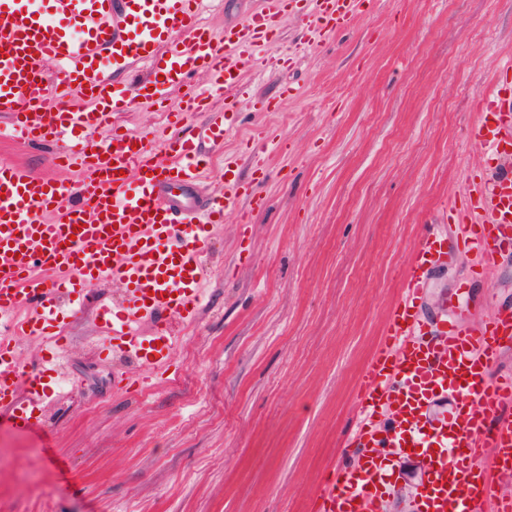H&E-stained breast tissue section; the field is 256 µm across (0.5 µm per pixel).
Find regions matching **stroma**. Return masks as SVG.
Returning a JSON list of instances; mask_svg holds the SVG:
<instances>
[{
	"label": "stroma",
	"mask_w": 512,
	"mask_h": 512,
	"mask_svg": "<svg viewBox=\"0 0 512 512\" xmlns=\"http://www.w3.org/2000/svg\"><path fill=\"white\" fill-rule=\"evenodd\" d=\"M267 7L213 0L202 19L220 37ZM301 8L275 32L291 65L246 64L214 101L235 102L237 132L204 185L233 177L243 200L212 228L194 322L141 320L144 334L162 323L176 336L167 372L108 357L96 311L122 291L91 286L62 322L74 387L48 384L37 429L0 411V512H305L327 463L353 462L339 443L410 247L426 230L454 236L444 205L500 164L466 132L512 62V0H378L335 31ZM208 82L199 72L163 104H118L112 122L189 139L199 116L173 127L168 115ZM53 150L0 139V159L26 174L87 177L53 167ZM508 306L511 243L490 266L468 254L432 268L418 314L433 330L475 327ZM423 473L394 458L385 512H413Z\"/></svg>",
	"instance_id": "35a3bbf8"
}]
</instances>
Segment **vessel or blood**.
<instances>
[{"instance_id": "1", "label": "vessel or blood", "mask_w": 512, "mask_h": 512, "mask_svg": "<svg viewBox=\"0 0 512 512\" xmlns=\"http://www.w3.org/2000/svg\"><path fill=\"white\" fill-rule=\"evenodd\" d=\"M0 0V113L11 132L27 141L53 139L56 164L87 167L79 184L29 177L0 161V409L14 424H41L46 381L24 376L16 356L21 338L53 335L57 302L78 303L95 281L121 284L111 316L112 348L149 370L165 365L175 343L166 328L142 335V313L193 318L203 300L204 259L213 249L211 225L236 199L235 182L211 196L196 189L213 147L234 131L229 116L210 111L212 93L234 86L240 67L263 60L276 46L275 31L288 0H271L268 15L216 38L199 15L204 0ZM376 0H309L311 15L333 30L373 8ZM133 18L136 34L115 35L114 17ZM189 29L186 44L168 59H154L162 34ZM64 66L45 79L47 63ZM137 64L146 74L116 85L113 72ZM193 71L208 74V89L192 93L189 112L204 113L193 140H168L158 159L144 136L112 128V104L160 103L168 89ZM484 103L470 139L480 148L512 156V84ZM92 106L69 101L70 91ZM459 245L493 258L512 238V174L468 182L462 191ZM444 239L424 234L413 243L407 270L362 373L356 406L359 422L346 446L357 455L307 499V512H374L387 489L388 448L426 458L420 506L424 512H484L493 482L512 478V379L495 373L503 342L512 339V310L501 309L478 328L462 324L431 333L415 311L431 268L445 263ZM452 398L448 416L430 422L429 404ZM388 414L391 427L374 425Z\"/></svg>"}]
</instances>
